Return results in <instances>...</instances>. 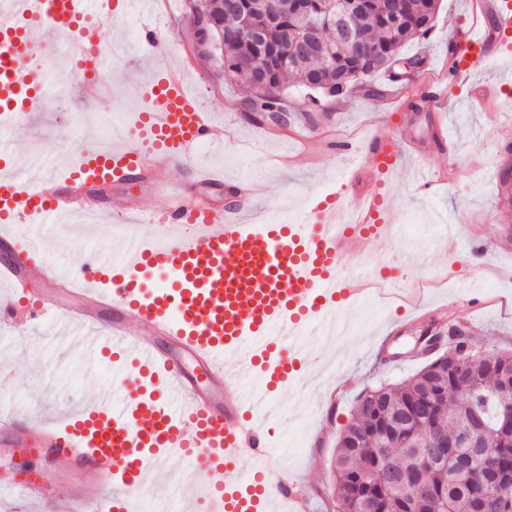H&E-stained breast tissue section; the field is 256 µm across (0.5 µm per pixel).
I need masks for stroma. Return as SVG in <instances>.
I'll list each match as a JSON object with an SVG mask.
<instances>
[{
	"mask_svg": "<svg viewBox=\"0 0 512 512\" xmlns=\"http://www.w3.org/2000/svg\"><path fill=\"white\" fill-rule=\"evenodd\" d=\"M474 15L473 0H440L429 38L409 42L404 54L425 55L427 71L441 69L450 30ZM147 22L144 16L113 21L112 38L123 47L125 61L106 73L110 87L106 101L83 96L82 84L71 78L73 65L62 49L41 53L27 72L41 78L45 94L34 118L15 130L7 154L0 156V167L30 158L36 145L59 168L75 163L76 145L64 141L65 130L83 132L87 143H96L107 133L108 110L133 121L147 105L143 89L151 74L182 63L190 67L188 83L224 127L223 146L194 150L190 159L223 172L228 180L259 179L261 193L244 203L247 211L305 210L311 200L335 192L337 171L350 164L349 156L336 154L333 139L353 134L362 142L367 135L398 124L387 110H374L373 99L359 87L325 99L321 111L313 112L304 94L288 86L283 90L287 125L254 127L240 108L248 90L226 79L214 62L190 55L194 36L185 0L170 4L157 47L139 39ZM489 32L500 51L482 62L476 80L512 84V40L497 27ZM472 90L469 84L449 85L448 103L439 117L451 134L457 158L453 183L426 192L417 180L415 162L404 159L399 170L384 177L390 242L382 249L368 242L362 245L368 270L392 269L410 280L431 273L433 284L425 286L413 305L399 303L374 312L361 303L347 304L344 313L355 323V337L340 346L300 347V384L272 398L273 406L287 414L289 427L273 426L270 440L279 448L286 433L297 435L300 446L282 458L281 467L307 496L310 512H336L333 464L340 435L365 389L412 378L421 368L422 359L412 357L410 351L422 328L462 325L479 345L512 356V257L493 249L478 253L470 244L476 235L493 243L512 237V180L501 183V170L495 166V151L504 139L496 114L473 111ZM163 180L168 185L163 195L133 179L113 185L107 206L160 211L180 195L212 209L231 203L224 188L197 186L190 169L164 171ZM42 235L50 258L78 265L98 246L110 243L111 227L92 223L76 235L65 223L47 222ZM2 371L10 380L0 384V419L36 418L52 416L54 408L110 388L113 363L98 352L71 347L60 327L47 323L19 331L0 327Z\"/></svg>",
	"mask_w": 512,
	"mask_h": 512,
	"instance_id": "stroma-1",
	"label": "stroma"
}]
</instances>
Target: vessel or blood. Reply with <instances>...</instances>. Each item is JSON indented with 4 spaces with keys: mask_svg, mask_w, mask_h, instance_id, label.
I'll return each instance as SVG.
<instances>
[{
    "mask_svg": "<svg viewBox=\"0 0 512 512\" xmlns=\"http://www.w3.org/2000/svg\"><path fill=\"white\" fill-rule=\"evenodd\" d=\"M484 22L512 28L504 0H479ZM154 15L155 0H0V131L29 118L38 87L22 80L19 67L33 31L52 38L80 31L73 60L85 85L105 79V47L113 19ZM448 44L454 65L427 75L422 111L438 114L448 82H467L490 47L483 26L453 27ZM149 107L122 132L121 143L81 152L64 172L0 173V243L24 242L28 257L0 264V280L13 291L0 298V323L12 328L54 321L69 329L77 347L108 349L119 364L112 389L92 404L59 409L58 419L14 418L0 424V446L24 448L82 476L65 495L47 493L42 475L0 478V499L52 501L56 512H139L149 475L177 457L198 474L190 487L167 488L175 512H307V499L283 477L266 426L271 389L293 385L291 353L305 330L337 317V305L375 296L370 278L345 280L362 260L361 246L384 244L391 227L381 221L380 193L366 183L397 168L405 153L428 163L432 151L411 145L402 151L396 132L375 134L352 152L339 173L340 192L317 200L313 223L290 224L282 210L250 223L241 209L206 210L181 202L162 211L151 238L125 235L120 250L93 254L70 270L47 258L44 238L32 224L87 212L89 188L108 192L126 177L159 183L172 166H185L192 150L219 143L211 110L186 87L184 72L170 69L148 84ZM161 280L147 281L153 274ZM49 283L79 306L62 309L47 296L29 295L33 283ZM170 338L195 363L189 372L160 350ZM259 376L247 391L245 373ZM230 395L214 399L216 388ZM252 452L253 469L236 462Z\"/></svg>",
    "mask_w": 512,
    "mask_h": 512,
    "instance_id": "b4317fda",
    "label": "vessel or blood"
}]
</instances>
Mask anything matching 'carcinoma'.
<instances>
[{
  "label": "carcinoma",
  "mask_w": 512,
  "mask_h": 512,
  "mask_svg": "<svg viewBox=\"0 0 512 512\" xmlns=\"http://www.w3.org/2000/svg\"><path fill=\"white\" fill-rule=\"evenodd\" d=\"M226 0H200L218 39L215 58L224 76L252 91L257 112L284 108L279 89L292 77L308 92L317 110L321 97L346 93L351 86L382 70L401 86L398 63L409 41L426 38L433 28L439 0H345L360 13L356 29L364 52L324 33L325 50L301 53L284 43V30L294 40L306 38L300 14L326 16L331 0H274L277 25L267 29L266 42L248 40L246 27L266 24L263 0H238L231 11ZM512 371V357L495 355L489 363L468 337L448 342V350L429 360L415 376L396 384H381L358 399L355 418L342 432L334 461L336 512H439L443 503L455 512H469L479 502L484 512H512V440L502 434L505 411L512 410V393L501 392L503 373ZM473 431L483 453L497 462L502 492L486 499L487 475L482 457L469 458L458 469L453 459L466 448H444L448 464L434 460L430 440L458 437ZM414 483L410 491L398 476Z\"/></svg>",
  "instance_id": "1"
}]
</instances>
